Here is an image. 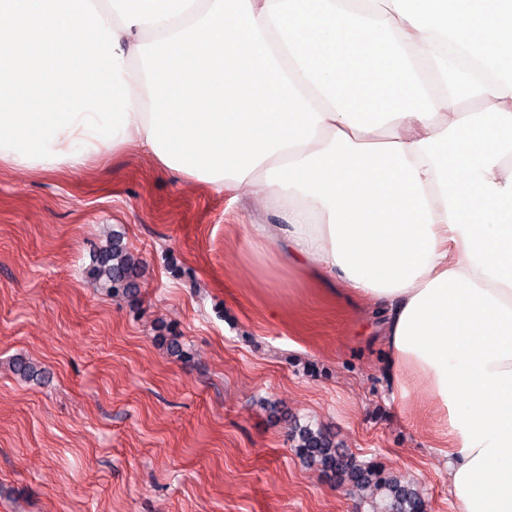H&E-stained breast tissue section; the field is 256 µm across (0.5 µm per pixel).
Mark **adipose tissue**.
I'll list each match as a JSON object with an SVG mask.
<instances>
[{
  "instance_id": "ef3b65f1",
  "label": "adipose tissue",
  "mask_w": 512,
  "mask_h": 512,
  "mask_svg": "<svg viewBox=\"0 0 512 512\" xmlns=\"http://www.w3.org/2000/svg\"><path fill=\"white\" fill-rule=\"evenodd\" d=\"M130 144L261 192L245 242L380 302L453 512H512V0H0V163Z\"/></svg>"
}]
</instances>
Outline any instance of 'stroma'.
Returning a JSON list of instances; mask_svg holds the SVG:
<instances>
[{
    "instance_id": "1",
    "label": "stroma",
    "mask_w": 512,
    "mask_h": 512,
    "mask_svg": "<svg viewBox=\"0 0 512 512\" xmlns=\"http://www.w3.org/2000/svg\"><path fill=\"white\" fill-rule=\"evenodd\" d=\"M277 221L134 147L79 172L0 164V512H372L295 454L293 418L452 512L434 407L387 384L375 303L245 245ZM115 232L142 263L134 306L89 278Z\"/></svg>"
}]
</instances>
